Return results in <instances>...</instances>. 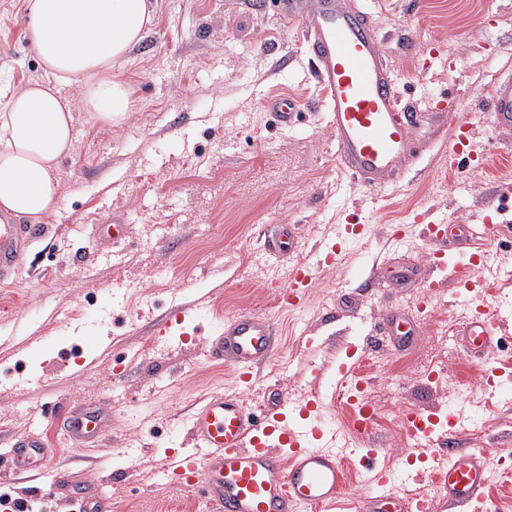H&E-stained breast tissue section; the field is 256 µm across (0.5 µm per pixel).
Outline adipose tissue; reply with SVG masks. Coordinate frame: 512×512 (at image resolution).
<instances>
[{
  "mask_svg": "<svg viewBox=\"0 0 512 512\" xmlns=\"http://www.w3.org/2000/svg\"><path fill=\"white\" fill-rule=\"evenodd\" d=\"M27 37L50 82H33L0 100V210L36 224L55 212L60 157L73 148V115L60 86L83 84L104 121L128 108L125 85L112 78L151 20L149 0H27Z\"/></svg>",
  "mask_w": 512,
  "mask_h": 512,
  "instance_id": "adipose-tissue-1",
  "label": "adipose tissue"
}]
</instances>
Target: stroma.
I'll list each match as a JSON object with an SVG mask.
<instances>
[{
    "label": "stroma",
    "instance_id": "obj_1",
    "mask_svg": "<svg viewBox=\"0 0 512 512\" xmlns=\"http://www.w3.org/2000/svg\"><path fill=\"white\" fill-rule=\"evenodd\" d=\"M151 2V25L111 71L129 92L122 121L94 118L80 86L60 89L74 118V148L57 168L61 205L25 237L17 275L0 287V369L13 373L0 385V451L34 436L54 448L56 467L16 472L0 459V497L22 499L29 512H70L72 499L87 495L110 512H209L166 476L174 428L195 400L217 390L257 406L273 393L295 404L328 397L344 363L364 371L378 406L370 442L380 467H405L397 420L404 408L440 414L455 402L467 445L488 451L492 500L512 512V399L479 382L457 341L461 299L512 303V286L491 280L459 291L450 270L426 261L434 246L412 221L419 212L434 224L480 225L489 216L512 225V200L489 213L492 184L512 173V156L501 153L505 137L481 110L505 74L499 51L512 48V0H348L369 13L402 100L422 115L411 129L423 149L419 172L374 192L339 172L313 63L300 29L284 27L278 9L253 11L246 0ZM26 26V0H0V87L50 79ZM275 97L299 103L294 128L268 111ZM444 97L472 115L488 153L481 168L447 169L454 128L433 112ZM351 211L369 220V233L344 244L334 266H318L319 245L342 241ZM116 215L127 232L114 246L98 239L97 227ZM281 224L298 233L274 259L264 242ZM395 224L404 233L396 245ZM385 254L416 267L420 284L398 288L384 276L362 289L357 266ZM296 265L312 268L313 281L304 307L288 311L277 291ZM428 280L439 281L438 297L415 346L400 354L371 343L389 310L415 314ZM208 290V311L187 323L188 340L156 335L155 320L175 297ZM350 292L354 308L337 311ZM242 310L268 316L277 332L274 355L247 390L204 355L216 318ZM89 351L95 362L80 368ZM431 361L446 369V384L427 381ZM92 403L112 416L103 441L60 442L49 413ZM58 470L71 484L54 492Z\"/></svg>",
    "mask_w": 512,
    "mask_h": 512
}]
</instances>
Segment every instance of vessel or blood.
Masks as SVG:
<instances>
[{"label": "vessel or blood", "instance_id": "obj_1", "mask_svg": "<svg viewBox=\"0 0 512 512\" xmlns=\"http://www.w3.org/2000/svg\"><path fill=\"white\" fill-rule=\"evenodd\" d=\"M282 20L305 34L306 51L314 63V78L324 92L323 109L336 146L339 168L374 189L394 174L409 169L421 151L412 146L409 130L417 115L399 96L385 60L381 40L364 12L348 9L344 0H311L307 10L286 6ZM485 110L496 130H512V74L491 88ZM473 118L464 115L448 147V166L465 159L484 165L486 154L472 138ZM470 224H428L423 234L440 243L461 247L475 236ZM23 230L12 217L0 214V285L13 276L21 260ZM313 279L310 268L292 269L289 283L278 294L281 306L301 307ZM207 306L203 296L177 298L159 319L161 331L183 334L188 319ZM500 310L476 308L459 331L470 358L482 360L502 330ZM418 322L402 312L387 314L376 335L392 350L413 347ZM275 345V325L263 315L242 311L218 324L204 354L212 361L232 364L242 383H249L254 365L268 359ZM322 401L312 398L299 409L287 397H269L263 410L245 405L236 396L212 392L197 403L185 424L186 448L174 451L170 474L191 495L204 499L215 512H333L345 494L352 464L367 472L357 512H420L414 498L394 494V476L377 468L375 448H360L355 461L333 451L336 431L324 421ZM63 439L98 441L109 422L102 407L52 411ZM465 432L456 426L435 435L432 459L454 512H475L490 505L486 478L487 453L464 445ZM14 470L48 466L54 455L39 439L15 444L8 452Z\"/></svg>", "mask_w": 512, "mask_h": 512}]
</instances>
